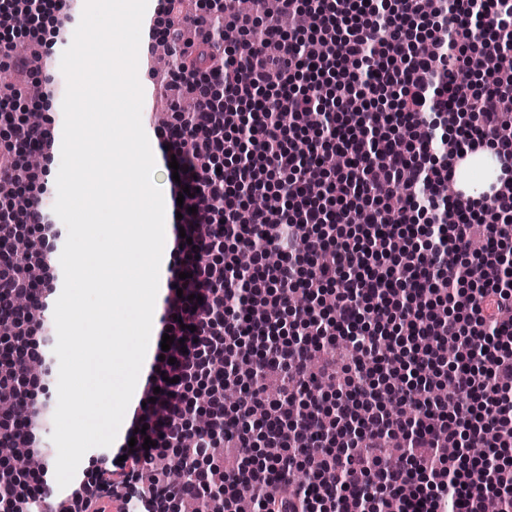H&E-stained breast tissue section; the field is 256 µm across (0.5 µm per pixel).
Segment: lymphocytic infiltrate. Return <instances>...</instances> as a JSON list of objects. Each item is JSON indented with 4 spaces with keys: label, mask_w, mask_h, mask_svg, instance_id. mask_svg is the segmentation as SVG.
<instances>
[{
    "label": "lymphocytic infiltrate",
    "mask_w": 512,
    "mask_h": 512,
    "mask_svg": "<svg viewBox=\"0 0 512 512\" xmlns=\"http://www.w3.org/2000/svg\"><path fill=\"white\" fill-rule=\"evenodd\" d=\"M238 4L215 9L241 41L221 63L174 73L175 98L195 109L159 131L163 159L181 168L169 197L183 201L185 234L159 320L175 341L145 380L156 399L131 417L135 444L62 512H100L105 497L116 512L165 500L237 512L246 488L258 512H512V70L496 64L512 0H279L287 31ZM61 8L0 0V60L24 65L20 30L55 47ZM464 69L480 87L459 82ZM1 119L12 133L0 137V181L17 190L0 200V319L14 342L44 347L49 331H27L53 250L10 248L31 200L20 148L41 128L18 93L0 97ZM489 141L502 175L488 203L446 202L458 160ZM331 152L347 166L328 171ZM257 195L267 206L245 209ZM21 374L1 347L0 401L28 414L0 440L32 456L48 407ZM198 388L237 401L190 428ZM257 442L280 452L255 462ZM165 448L181 482L145 473Z\"/></svg>",
    "instance_id": "f902f5d3"
}]
</instances>
